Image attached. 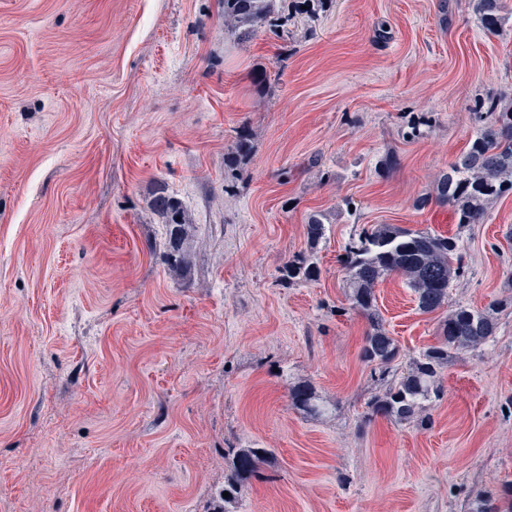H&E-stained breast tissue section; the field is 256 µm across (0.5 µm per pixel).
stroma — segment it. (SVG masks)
<instances>
[{
  "label": "stroma",
  "mask_w": 512,
  "mask_h": 512,
  "mask_svg": "<svg viewBox=\"0 0 512 512\" xmlns=\"http://www.w3.org/2000/svg\"><path fill=\"white\" fill-rule=\"evenodd\" d=\"M488 97L512 19L488 34L473 0H329L244 43L224 0H0V512H465L512 480V311L401 426L368 413L338 262L399 224L462 239L451 303L512 291V195L465 229L436 199ZM161 182L192 218L180 277ZM314 214L320 274L283 285ZM375 295L403 357L435 343L401 277ZM238 448L271 455L241 475Z\"/></svg>",
  "instance_id": "1"
}]
</instances>
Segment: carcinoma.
Instances as JSON below:
<instances>
[{
  "label": "carcinoma",
  "mask_w": 512,
  "mask_h": 512,
  "mask_svg": "<svg viewBox=\"0 0 512 512\" xmlns=\"http://www.w3.org/2000/svg\"><path fill=\"white\" fill-rule=\"evenodd\" d=\"M328 0H224V30L247 41L266 27L286 28L299 16L314 18ZM504 0H476L475 10L483 29L495 34L505 20ZM476 115L483 125L471 136L467 148L448 165L438 179L437 199L452 207L457 224H482L489 206L512 194V99L487 98L478 102ZM155 213L166 224L169 235L168 261L171 270L187 265L183 251L188 215L182 202L169 194L165 185L157 186L153 200ZM310 248L326 235L318 214L306 224ZM464 269V248L459 236H444L394 224H375L348 244L343 259L348 300L368 321L369 331L361 349L362 361L371 367L381 389L367 403L374 415L384 416L398 425L423 427L428 411L442 400V370L456 357L487 344L496 331V315L512 309V294L478 309L469 305H449L451 283ZM398 275L411 288L418 309L426 314L447 309L437 342L409 358L402 371L395 361L400 347L385 330L376 309L374 289L386 277ZM319 268L310 254H298L281 269V282L289 285L317 279ZM292 398L306 413L324 412L308 386L292 388ZM239 470L256 469L265 448L235 450ZM512 512V481L486 492L472 503L468 512Z\"/></svg>",
  "instance_id": "carcinoma-1"
}]
</instances>
